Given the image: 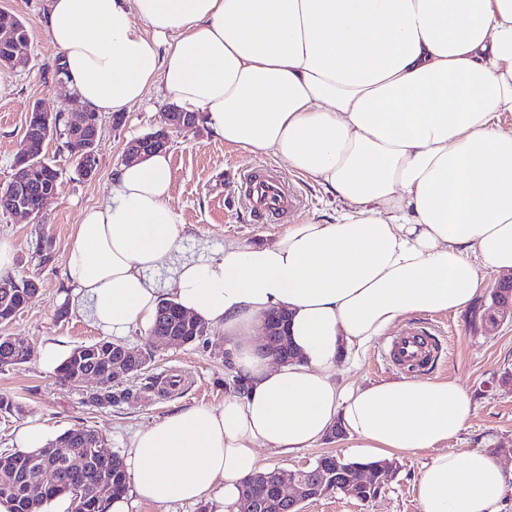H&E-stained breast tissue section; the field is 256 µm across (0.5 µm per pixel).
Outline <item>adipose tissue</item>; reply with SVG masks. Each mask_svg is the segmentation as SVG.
Here are the masks:
<instances>
[{
    "label": "adipose tissue",
    "instance_id": "obj_1",
    "mask_svg": "<svg viewBox=\"0 0 512 512\" xmlns=\"http://www.w3.org/2000/svg\"><path fill=\"white\" fill-rule=\"evenodd\" d=\"M45 36L83 109L122 114L162 84L226 145L272 155L337 204L335 223L176 266L168 153L121 165L83 211L64 275L93 323L151 328L171 295L223 329L248 387L137 430L131 491L107 512H237L263 451L311 447L338 423L359 463L457 437L472 405L456 382L354 388L331 371L409 315L466 309L488 273L512 270V0H47ZM276 310L299 354L279 366L254 341ZM417 496L422 512H500L504 482L485 453L444 452Z\"/></svg>",
    "mask_w": 512,
    "mask_h": 512
}]
</instances>
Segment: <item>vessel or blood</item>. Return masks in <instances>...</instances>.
<instances>
[{
	"instance_id": "b4317fda",
	"label": "vessel or blood",
	"mask_w": 512,
	"mask_h": 512,
	"mask_svg": "<svg viewBox=\"0 0 512 512\" xmlns=\"http://www.w3.org/2000/svg\"><path fill=\"white\" fill-rule=\"evenodd\" d=\"M244 198L255 223L265 224L283 217L300 205V198L277 172L266 165L243 171ZM387 356L393 363L423 370L432 362L433 349L428 331L412 328L395 337L387 345Z\"/></svg>"
}]
</instances>
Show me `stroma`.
<instances>
[{
	"mask_svg": "<svg viewBox=\"0 0 512 512\" xmlns=\"http://www.w3.org/2000/svg\"><path fill=\"white\" fill-rule=\"evenodd\" d=\"M0 10L25 22L31 54L27 69L4 74L10 89L0 94L1 188L11 179L32 105L56 113L78 109L79 103L68 83L60 82L54 73L56 54L44 33L46 0H0ZM167 103L163 90L155 87L146 101L125 112L121 126H113L111 117H102L97 173L91 178L78 173L62 136L51 137L44 153L59 173L60 186L45 206V223L0 213V239L7 241L14 253L13 275L19 280H35L40 286L38 296L26 309L0 323V336L27 341L33 348L27 363L0 370V395L12 398L24 409L20 415L0 412V452L11 450L15 430L28 422L60 433L77 426L89 427L102 435L110 451L122 455L137 429L160 422L184 406H220L235 393V374L225 359L224 332L218 326L209 327L206 343L154 352L144 373L129 380L128 386L137 397L128 403L92 404L89 396L98 389L95 382L62 384L40 363V344L60 342L72 349L103 337L65 286L62 266L82 211L108 195L128 143L165 127ZM168 151L171 205L184 236L182 258L209 256L228 242L267 243L284 232L281 224L253 223L241 198L239 171L264 160V153L227 146L201 122L192 130L174 134ZM279 173L293 182L304 200L301 220L331 218L336 203L321 185L284 167ZM43 235L52 240V257L46 262L36 254ZM472 316L469 310L419 313L409 316L407 322L425 328L438 345L436 361L426 371V378L455 381L472 402L467 428L445 444V451L459 454L497 448L495 461L500 474L507 478L501 512H512V389L503 384L504 375H512V322L487 331L475 324ZM384 343V337L375 338L355 367L337 365V379L350 386L401 380L402 372L382 356ZM327 452L345 455L342 440L326 437L314 447L290 455L266 451L262 457L267 467L294 470L314 464ZM436 454V449L429 448L394 455L397 470L375 500L362 503L334 493L306 503L304 512H422L415 486L425 464Z\"/></svg>",
	"mask_w": 512,
	"mask_h": 512,
	"instance_id": "stroma-1",
	"label": "stroma"
}]
</instances>
